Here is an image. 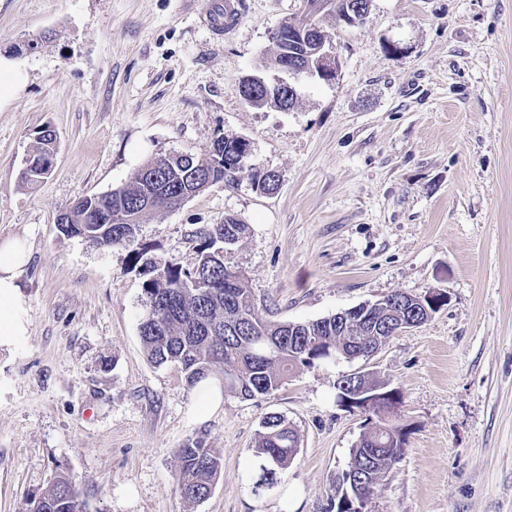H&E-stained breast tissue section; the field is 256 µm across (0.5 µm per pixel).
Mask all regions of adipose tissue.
I'll return each instance as SVG.
<instances>
[{"label": "adipose tissue", "mask_w": 512, "mask_h": 512, "mask_svg": "<svg viewBox=\"0 0 512 512\" xmlns=\"http://www.w3.org/2000/svg\"><path fill=\"white\" fill-rule=\"evenodd\" d=\"M25 263L24 243L0 242V346H13L26 334L25 304L17 284Z\"/></svg>", "instance_id": "ef3b65f1"}]
</instances>
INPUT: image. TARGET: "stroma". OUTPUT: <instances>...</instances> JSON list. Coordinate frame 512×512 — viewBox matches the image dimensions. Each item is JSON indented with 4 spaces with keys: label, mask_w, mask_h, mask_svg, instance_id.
<instances>
[{
    "label": "stroma",
    "mask_w": 512,
    "mask_h": 512,
    "mask_svg": "<svg viewBox=\"0 0 512 512\" xmlns=\"http://www.w3.org/2000/svg\"><path fill=\"white\" fill-rule=\"evenodd\" d=\"M210 2L0 0V241L27 249V332L0 348V512H28L61 472L91 512H326L364 430L337 400L356 367L400 391L406 431L366 512H512V0H372L354 26L330 6L309 14L306 0H238L220 36L199 21ZM309 17L333 44L335 80L303 77L290 110L253 108L242 78L281 79L263 66L271 32ZM29 40L38 50L18 54ZM46 126L54 166L30 185L22 170ZM236 136L279 174L275 193L245 170L153 211L133 246L62 233L78 198L128 184L155 156H203ZM228 216L249 232L224 262L267 320L395 292L448 302L371 358L293 371L264 398L225 393L197 418L198 389L143 349L149 309L130 252L193 267ZM271 413L299 448L263 489L253 448ZM196 436L223 467L190 504L179 450Z\"/></svg>",
    "instance_id": "35a3bbf8"
}]
</instances>
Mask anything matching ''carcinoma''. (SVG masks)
Segmentation results:
<instances>
[{
  "label": "carcinoma",
  "mask_w": 512,
  "mask_h": 512,
  "mask_svg": "<svg viewBox=\"0 0 512 512\" xmlns=\"http://www.w3.org/2000/svg\"><path fill=\"white\" fill-rule=\"evenodd\" d=\"M372 0H335L336 22L344 15L361 22ZM304 53L299 34L284 45L275 44V54L269 65L282 69ZM280 88L268 90L248 103L258 109L281 108L293 105V99H280ZM55 154L49 137L40 134L32 155L36 173L28 179L37 183L44 178L42 164ZM252 171L256 190L267 193L276 189L267 170L250 163L234 143L225 138L216 140L207 155L192 154L181 159L174 171L162 172L173 193L188 189L194 193L218 181H234L245 168ZM153 161H147L133 180L105 194L85 196L70 207L69 223L62 225L63 233L71 235L76 229L84 237L106 247L128 245L135 238L139 224L147 215L140 206L141 197L153 191L150 173ZM248 233V225L233 217L216 224L198 249L196 264L183 269L175 264L156 263L148 267L147 251L134 252L133 267L143 275V291L151 312L140 324V337L147 358L157 366H180L189 385L194 386L220 369L224 386L244 399L262 398L277 391L288 373L301 368H313L333 359L336 349L357 353L366 344L382 343L390 331L374 328L380 313L396 309L387 303L355 316L347 322L336 323V315L307 322H272L256 309L250 288L244 277L224 265L217 253L219 246L233 245ZM254 456L267 462L274 475L286 471L298 448L295 428L287 418L271 414L261 423ZM388 436L370 448H352L343 478L355 485L374 491L386 469L398 463L402 456L400 445L387 444ZM177 485L180 496L189 503H199L211 493L219 479L222 458L204 437L190 438L180 448ZM29 512H90L71 477L59 475L54 483L30 500Z\"/></svg>",
  "instance_id": "carcinoma-1"
}]
</instances>
